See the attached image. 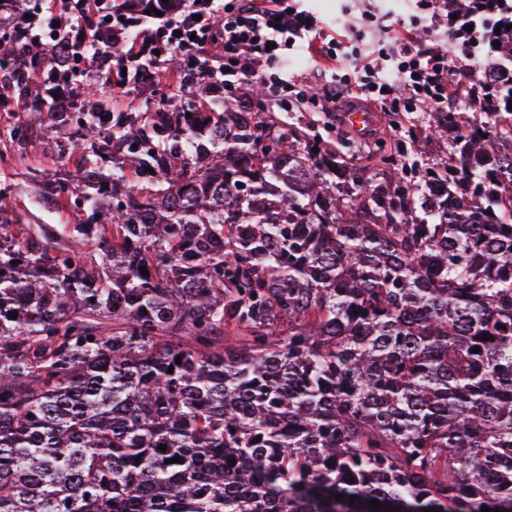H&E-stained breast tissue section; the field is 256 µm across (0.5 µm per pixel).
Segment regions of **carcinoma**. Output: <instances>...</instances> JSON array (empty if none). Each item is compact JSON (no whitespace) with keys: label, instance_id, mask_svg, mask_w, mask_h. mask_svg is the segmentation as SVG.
<instances>
[{"label":"carcinoma","instance_id":"obj_1","mask_svg":"<svg viewBox=\"0 0 512 512\" xmlns=\"http://www.w3.org/2000/svg\"><path fill=\"white\" fill-rule=\"evenodd\" d=\"M264 97L69 134L66 235L0 204V512H512V112L362 151Z\"/></svg>","mask_w":512,"mask_h":512}]
</instances>
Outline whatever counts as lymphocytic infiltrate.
I'll list each match as a JSON object with an SVG mask.
<instances>
[{
  "label": "lymphocytic infiltrate",
  "instance_id": "obj_1",
  "mask_svg": "<svg viewBox=\"0 0 512 512\" xmlns=\"http://www.w3.org/2000/svg\"><path fill=\"white\" fill-rule=\"evenodd\" d=\"M59 2L27 23L0 17V37L18 46L16 69L41 70L50 56L65 54L71 80L94 83L93 61L130 24L110 0ZM417 7L416 15L394 18L397 37L374 53L350 43L346 26L326 30L308 0H184L156 28L128 39L123 62L138 69L175 59L163 101L205 79L243 103L261 85L284 113H332L348 96L404 118L451 106L468 112L482 108L480 95L490 90L493 111H512V59L502 56L512 45V0H417ZM84 26L92 37L76 41ZM300 46L323 61L327 90L284 72L286 52Z\"/></svg>",
  "mask_w": 512,
  "mask_h": 512
}]
</instances>
